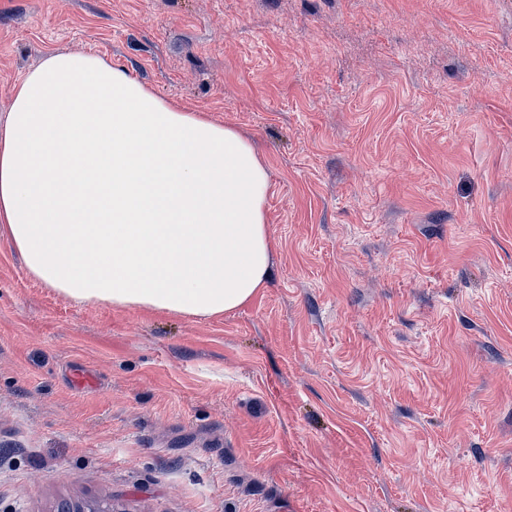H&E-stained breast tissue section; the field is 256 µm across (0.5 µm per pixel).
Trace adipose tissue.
I'll use <instances>...</instances> for the list:
<instances>
[{"label":"adipose tissue","instance_id":"obj_1","mask_svg":"<svg viewBox=\"0 0 512 512\" xmlns=\"http://www.w3.org/2000/svg\"><path fill=\"white\" fill-rule=\"evenodd\" d=\"M267 169L96 55L47 54L0 125V223L65 297L195 317L267 287Z\"/></svg>","mask_w":512,"mask_h":512}]
</instances>
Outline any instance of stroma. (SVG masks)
<instances>
[{"instance_id": "35a3bbf8", "label": "stroma", "mask_w": 512, "mask_h": 512, "mask_svg": "<svg viewBox=\"0 0 512 512\" xmlns=\"http://www.w3.org/2000/svg\"><path fill=\"white\" fill-rule=\"evenodd\" d=\"M50 52L255 143L273 268L77 303L0 224V512H512V0H0V123Z\"/></svg>"}]
</instances>
